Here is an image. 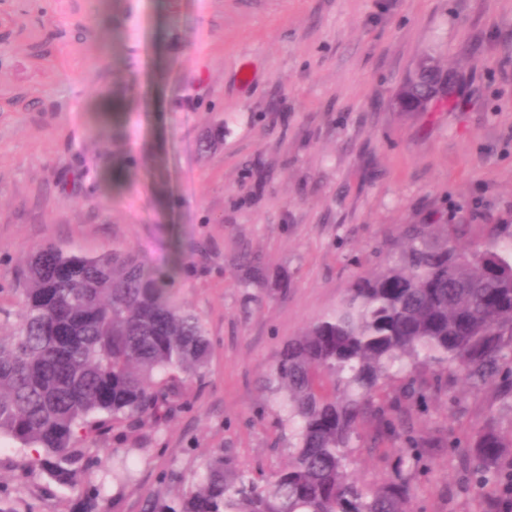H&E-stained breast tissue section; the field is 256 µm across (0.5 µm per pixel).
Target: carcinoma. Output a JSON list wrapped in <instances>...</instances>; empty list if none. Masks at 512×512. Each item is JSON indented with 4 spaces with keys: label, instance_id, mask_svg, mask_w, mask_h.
I'll return each instance as SVG.
<instances>
[{
    "label": "carcinoma",
    "instance_id": "1",
    "mask_svg": "<svg viewBox=\"0 0 512 512\" xmlns=\"http://www.w3.org/2000/svg\"><path fill=\"white\" fill-rule=\"evenodd\" d=\"M469 229L409 225L392 261L281 348L263 386L291 432L285 466L266 477L214 454L186 490L147 497L142 512H412L410 482L430 474L436 449L461 446L478 512H512V433L493 415L464 441L417 424L434 399L460 404L450 376L512 402V224H484V242L463 246ZM182 263L177 247L156 270L132 253L45 244L20 270L0 336V438L25 451L28 471L76 493L81 512H112L92 472L112 431L144 418L161 431L204 377L210 339L176 299ZM386 441L398 449L392 475L361 483L356 453Z\"/></svg>",
    "mask_w": 512,
    "mask_h": 512
}]
</instances>
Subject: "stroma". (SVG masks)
Instances as JSON below:
<instances>
[{"instance_id": "stroma-1", "label": "stroma", "mask_w": 512, "mask_h": 512, "mask_svg": "<svg viewBox=\"0 0 512 512\" xmlns=\"http://www.w3.org/2000/svg\"><path fill=\"white\" fill-rule=\"evenodd\" d=\"M49 49L38 58V48ZM454 91L424 112L393 97L422 57ZM249 70L241 81L240 67ZM17 94L35 101L9 110ZM512 224V0H0V326L36 247L133 252L184 266L178 296L211 340L202 382L111 482L112 512L173 497L223 454L288 459L260 381L278 350L383 268L410 224ZM263 269L246 287L243 258ZM430 403L419 426L466 436L490 393ZM0 439L14 512H76ZM460 455L414 482L416 512H477Z\"/></svg>"}]
</instances>
